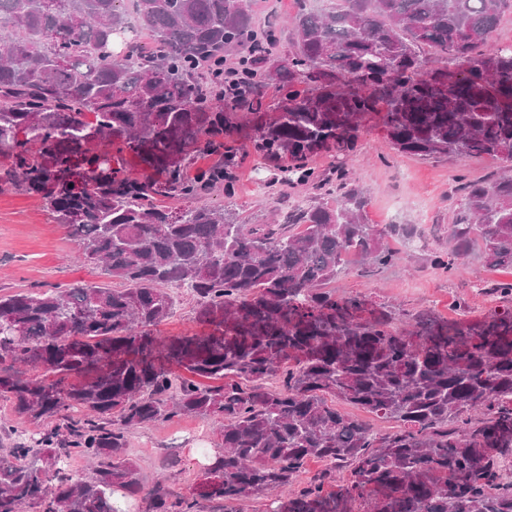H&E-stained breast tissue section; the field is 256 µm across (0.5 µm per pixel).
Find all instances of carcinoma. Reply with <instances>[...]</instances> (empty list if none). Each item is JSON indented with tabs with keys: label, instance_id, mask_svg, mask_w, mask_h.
<instances>
[{
	"label": "carcinoma",
	"instance_id": "carcinoma-1",
	"mask_svg": "<svg viewBox=\"0 0 512 512\" xmlns=\"http://www.w3.org/2000/svg\"><path fill=\"white\" fill-rule=\"evenodd\" d=\"M253 2L0 0V184L44 199L76 259L114 282L0 293V399L54 423L0 454V512H125L141 492L146 512H197L200 498L237 512L264 492L278 493L267 512H512L499 469L512 458V282L492 285L507 304L477 320L424 310L405 330L390 311L362 317L364 298L328 286L350 259L396 264L389 239L414 229L370 223L344 162L311 166L353 153L381 102L397 153L500 162L497 179L464 185L430 262L512 270V44L495 40L512 0H296L261 28ZM283 41L288 53L273 52ZM232 53L246 58L233 99ZM271 82L285 91L274 105ZM247 123L244 151L273 163L274 181L315 188L272 224L233 209ZM125 152L150 174L126 171ZM215 192L224 203L201 201ZM182 286L212 332L161 338ZM181 416L216 425L221 451L203 472L224 480L202 497L143 490L123 455L129 430ZM308 459L350 468L349 482L293 487Z\"/></svg>",
	"mask_w": 512,
	"mask_h": 512
}]
</instances>
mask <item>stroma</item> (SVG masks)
Masks as SVG:
<instances>
[{
    "label": "stroma",
    "instance_id": "obj_1",
    "mask_svg": "<svg viewBox=\"0 0 512 512\" xmlns=\"http://www.w3.org/2000/svg\"><path fill=\"white\" fill-rule=\"evenodd\" d=\"M256 157L237 170L235 207L262 223L281 200H307L311 189L286 188L272 183L256 193ZM347 167L369 192V218L375 224H413L421 245L409 251L403 264L374 275L352 272L336 283L338 294L360 293L373 307L395 310L401 319L430 309L456 319L459 308L478 318L491 299L484 284L503 280V273L470 260L464 273L447 276L433 270L427 253L436 249V229L451 224L464 181L495 175L499 166L486 158L422 160L396 153L386 144L380 114L364 117L356 152ZM97 273L75 259V244L56 224L42 200L0 189V292L34 287L65 286L97 280ZM212 424L194 417L136 428L127 435L125 455L139 469L144 486L166 477L183 492H191L207 458L215 453Z\"/></svg>",
    "mask_w": 512,
    "mask_h": 512
}]
</instances>
